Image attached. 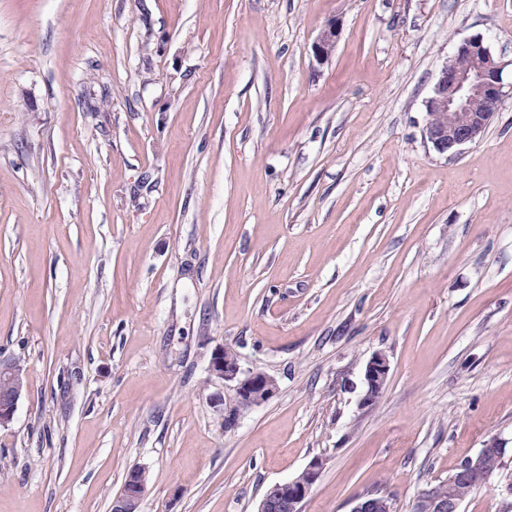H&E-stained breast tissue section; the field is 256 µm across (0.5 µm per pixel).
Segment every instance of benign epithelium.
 I'll use <instances>...</instances> for the list:
<instances>
[{"mask_svg": "<svg viewBox=\"0 0 512 512\" xmlns=\"http://www.w3.org/2000/svg\"><path fill=\"white\" fill-rule=\"evenodd\" d=\"M338 29L329 24L313 45L316 60L325 62L332 55ZM503 65L485 46L482 38L474 37L458 44L454 53L442 65L436 83L426 100L427 120L422 129L424 141L440 154L455 156L462 147L481 138L492 122L504 97ZM209 378L224 385L227 394L213 399L214 407L222 416L224 430L233 429L241 411L237 405L248 400L258 407L274 398L278 391L270 376L251 371L244 373L239 360L229 355V348L218 347L212 353ZM389 372L386 355L375 353L367 363L364 374V394L361 404L371 407L383 393ZM24 388L22 371L11 358L0 357V427L14 418L17 402ZM506 454L503 443L492 440L476 456L474 468L491 475ZM322 462L311 460L305 467L307 482L288 480L272 485L262 497L258 512H301L320 478ZM138 469L130 470L128 488L112 500L111 512H137L146 484L137 479ZM416 508L425 512H460V502L432 496L431 492L418 501ZM350 512H393L387 496H362Z\"/></svg>", "mask_w": 512, "mask_h": 512, "instance_id": "1", "label": "benign epithelium"}]
</instances>
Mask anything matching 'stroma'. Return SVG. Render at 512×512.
I'll use <instances>...</instances> for the list:
<instances>
[{"instance_id": "1", "label": "stroma", "mask_w": 512, "mask_h": 512, "mask_svg": "<svg viewBox=\"0 0 512 512\" xmlns=\"http://www.w3.org/2000/svg\"><path fill=\"white\" fill-rule=\"evenodd\" d=\"M473 36L505 95L441 155ZM220 345L278 385L229 431ZM0 355V512H110L135 467L140 512H257L315 458L303 512H409L494 438L461 512H512V0H0ZM337 37L338 29L336 23L332 22L313 45V54L317 61L322 63L329 59L335 49ZM502 68L482 38L460 42L425 101L424 141L439 154L455 156L481 138L504 97ZM389 372L388 359L384 353H375L367 363L364 374V394L361 399L363 407L375 405L383 393ZM375 403V404H374ZM23 371L19 358H14ZM12 358L0 357V427L8 426L14 418L17 402L24 388L22 371ZM507 448L498 440H492L484 445L483 450L476 456L474 468L484 471L489 477L502 463ZM393 504L387 496H362L358 498L350 512H392Z\"/></svg>"}]
</instances>
